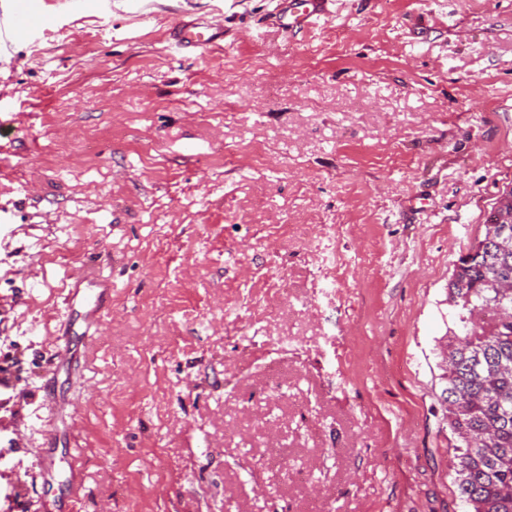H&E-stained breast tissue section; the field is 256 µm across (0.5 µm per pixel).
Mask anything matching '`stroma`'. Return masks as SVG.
<instances>
[{
    "instance_id": "35a3bbf8",
    "label": "stroma",
    "mask_w": 512,
    "mask_h": 512,
    "mask_svg": "<svg viewBox=\"0 0 512 512\" xmlns=\"http://www.w3.org/2000/svg\"><path fill=\"white\" fill-rule=\"evenodd\" d=\"M276 6L42 0L0 55V512H463L439 352L512 188V0H338L291 39ZM194 18L222 48L173 46ZM285 339L271 387L243 348ZM84 279L77 280L73 288L66 295L67 307L71 319L64 325L62 341L65 346L68 344L71 336L75 333V325L78 321L83 324L81 336H88L89 330L98 325L101 306L104 301L103 291L98 290L99 284L89 282L85 288H81ZM75 314V316H74Z\"/></svg>"
}]
</instances>
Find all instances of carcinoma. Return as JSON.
Returning a JSON list of instances; mask_svg holds the SVG:
<instances>
[{
	"instance_id": "1",
	"label": "carcinoma",
	"mask_w": 512,
	"mask_h": 512,
	"mask_svg": "<svg viewBox=\"0 0 512 512\" xmlns=\"http://www.w3.org/2000/svg\"><path fill=\"white\" fill-rule=\"evenodd\" d=\"M485 224L482 253L460 257L448 283L458 330L441 347L443 419L466 512H512V234Z\"/></svg>"
}]
</instances>
